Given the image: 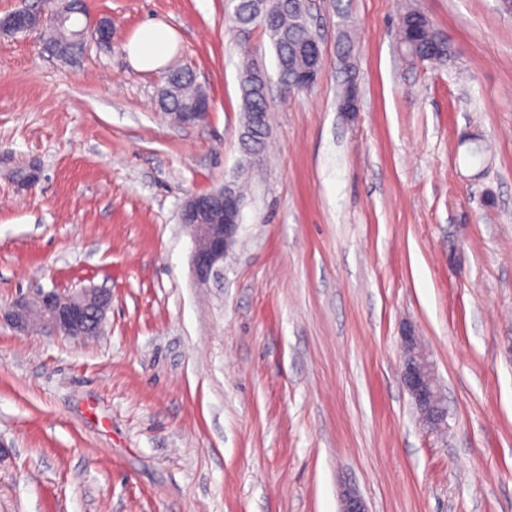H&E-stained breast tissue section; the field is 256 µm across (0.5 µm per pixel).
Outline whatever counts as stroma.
Here are the masks:
<instances>
[{"label": "stroma", "instance_id": "obj_1", "mask_svg": "<svg viewBox=\"0 0 512 512\" xmlns=\"http://www.w3.org/2000/svg\"><path fill=\"white\" fill-rule=\"evenodd\" d=\"M84 4L111 45L64 62L39 34L0 36V308L112 295L85 339L0 319V512H340L349 489L368 512H512V15L307 0L321 76L288 97L271 85L249 164L244 51L276 70L261 28L240 35L229 0ZM409 5L448 62L401 54ZM151 18L210 97L198 124L161 112L164 72L123 50ZM240 177L237 243L198 284L182 206ZM409 326L446 398L438 434L401 380ZM352 52L341 50L338 60L342 71L345 73L343 81L344 94L339 101V111L348 115H355L360 110V90L355 76L349 75L352 70Z\"/></svg>", "mask_w": 512, "mask_h": 512}]
</instances>
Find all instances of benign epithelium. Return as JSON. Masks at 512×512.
<instances>
[{"mask_svg":"<svg viewBox=\"0 0 512 512\" xmlns=\"http://www.w3.org/2000/svg\"><path fill=\"white\" fill-rule=\"evenodd\" d=\"M52 28L57 32L69 31L81 44L92 40L101 44L112 42V25L105 21L94 26L76 28L71 11L56 8L27 7L0 18V33H27ZM352 53L341 50L338 60L345 73L344 94L339 101V111L354 115L360 111V90L355 76L351 75ZM310 67L305 83L314 84L321 73L319 43H313L309 51ZM208 102L205 98H193L184 106L178 124L192 125L204 120ZM242 199L234 184L207 193L191 196L184 204L181 223L189 228L195 246L191 254V267L196 281L204 285L218 276L224 268V258L237 241L241 220ZM111 304V296L103 291L85 289L65 293L56 289L42 291L37 296L17 297L8 307L6 317L13 327L27 332L38 325L72 337L95 335ZM403 352L402 380L411 401L419 414L420 422L431 429L446 422L448 410L444 406V394L437 381L429 356L411 327L401 338Z\"/></svg>","mask_w":512,"mask_h":512,"instance_id":"7a95c632","label":"benign epithelium"}]
</instances>
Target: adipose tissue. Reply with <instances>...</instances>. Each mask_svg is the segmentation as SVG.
<instances>
[{
  "instance_id": "ef3b65f1",
  "label": "adipose tissue",
  "mask_w": 512,
  "mask_h": 512,
  "mask_svg": "<svg viewBox=\"0 0 512 512\" xmlns=\"http://www.w3.org/2000/svg\"><path fill=\"white\" fill-rule=\"evenodd\" d=\"M178 46L177 32L155 19L140 25L126 40L124 51L132 66L143 72L165 67Z\"/></svg>"
}]
</instances>
